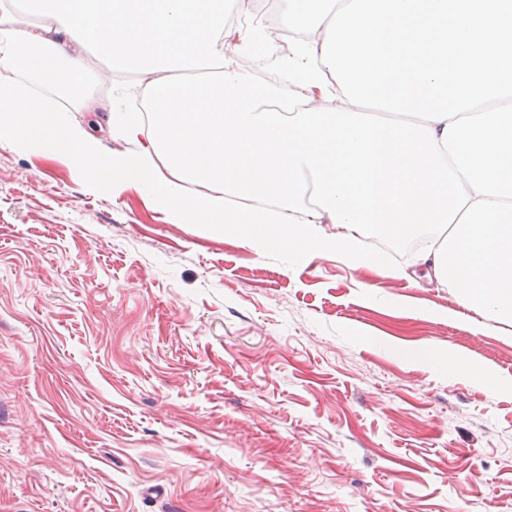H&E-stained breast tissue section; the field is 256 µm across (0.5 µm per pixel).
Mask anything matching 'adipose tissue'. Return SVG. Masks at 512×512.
Instances as JSON below:
<instances>
[{"label":"adipose tissue","instance_id":"1","mask_svg":"<svg viewBox=\"0 0 512 512\" xmlns=\"http://www.w3.org/2000/svg\"><path fill=\"white\" fill-rule=\"evenodd\" d=\"M291 2L268 82L224 56L270 48L228 25L243 0H23L34 22L0 14V145L309 260L377 267L362 238L433 232L437 281L512 325V0ZM92 52L139 77L146 110L84 93ZM63 77L97 131L71 120Z\"/></svg>","mask_w":512,"mask_h":512}]
</instances>
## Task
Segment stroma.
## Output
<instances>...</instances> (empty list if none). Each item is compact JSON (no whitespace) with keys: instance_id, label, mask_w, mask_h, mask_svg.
<instances>
[{"instance_id":"stroma-1","label":"stroma","mask_w":512,"mask_h":512,"mask_svg":"<svg viewBox=\"0 0 512 512\" xmlns=\"http://www.w3.org/2000/svg\"><path fill=\"white\" fill-rule=\"evenodd\" d=\"M428 272L170 224L0 147V512H512V325ZM425 355L436 365H441L443 367L448 366V369L470 373L480 380H487V378L484 377L481 370L467 362L460 360L454 353L450 351H448L447 355L443 352L429 349L426 351Z\"/></svg>"}]
</instances>
